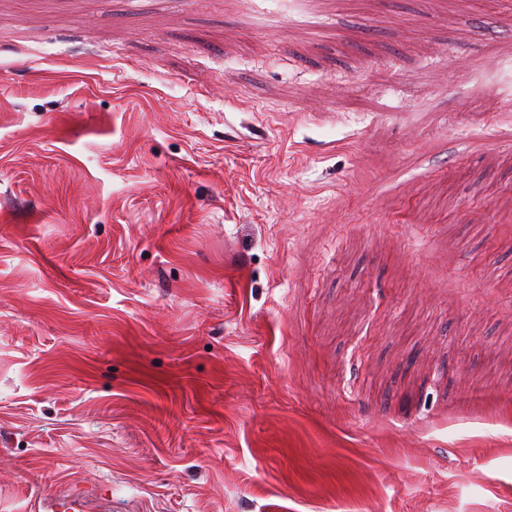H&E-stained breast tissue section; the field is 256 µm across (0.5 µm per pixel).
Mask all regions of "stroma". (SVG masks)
<instances>
[{
    "instance_id": "obj_1",
    "label": "stroma",
    "mask_w": 512,
    "mask_h": 512,
    "mask_svg": "<svg viewBox=\"0 0 512 512\" xmlns=\"http://www.w3.org/2000/svg\"><path fill=\"white\" fill-rule=\"evenodd\" d=\"M0 512H512V0H0Z\"/></svg>"
}]
</instances>
